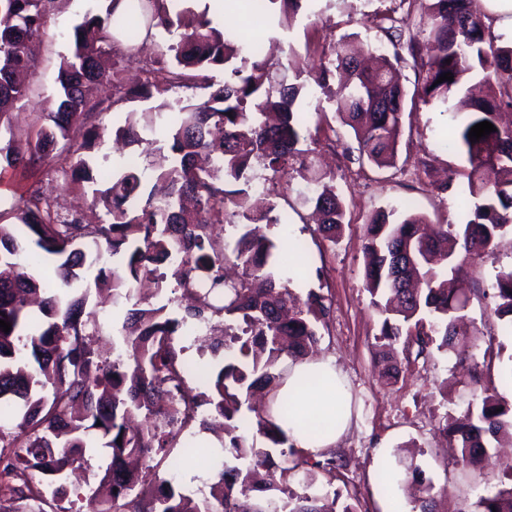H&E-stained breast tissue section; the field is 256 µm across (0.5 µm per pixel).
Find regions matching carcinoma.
<instances>
[{
	"label": "carcinoma",
	"instance_id": "1",
	"mask_svg": "<svg viewBox=\"0 0 512 512\" xmlns=\"http://www.w3.org/2000/svg\"><path fill=\"white\" fill-rule=\"evenodd\" d=\"M53 0H0V180L21 193L0 208V512H72L57 502L75 494L94 510V495H81L65 483L67 470L84 461L88 448L107 449L103 480L109 482L112 512H240V498L254 497L251 512H335L310 492L324 477L336 479V453L314 461L288 438L265 408L249 419L243 412L255 391L273 402L283 367L304 359L328 324L330 307L320 293L301 297L278 271V244L256 233L254 224H277L276 199L294 175L307 183V202L321 214L319 232L333 241L342 229L345 208L334 177L315 167L310 151L297 148L308 114L306 85L273 71L263 52L248 49L212 24L194 0H106L104 11L88 13L72 29V53L61 58L55 107L39 113L27 133V152L19 150L8 116L28 98L22 76L35 68L30 45L46 34ZM294 17L302 0H258ZM380 26L393 51L375 69H366L361 49L347 40L331 46L321 87L338 80L336 112L352 129L360 158L378 168L393 167L402 136V116L418 105L449 106L461 124L449 147L466 155L468 167L453 171L439 190L461 180L464 222L433 224L421 213L377 210L364 228V283L384 315L380 374L397 369L403 351L420 357L430 347L461 348L469 297L448 283L462 272L459 254L495 259V250L512 232V44L492 37L477 0H428L417 19L411 10L382 18ZM416 28L434 45L424 55ZM174 40L158 56L140 61L145 78L125 82L121 42L153 40L158 30ZM418 73L413 90L400 80L407 64ZM224 71V80L210 76ZM451 73L453 80L436 83ZM98 84L113 102H145L125 113L114 130L123 146L148 142L162 132L169 154H160L144 171L110 153L93 159L87 151L105 139L107 128L93 122L86 87ZM178 89L204 95L170 97ZM483 121L496 131L471 142V128ZM61 160L66 187L91 196L106 210L101 224H87L69 210L55 208L35 172ZM238 230L229 246L217 227ZM32 242L55 263L63 289L41 286L34 274L40 254L24 259L23 242ZM112 257V273L100 266ZM144 281L172 297L160 306L141 307L135 299ZM112 298V307L129 304L121 328L112 335V355L91 349L86 328L96 311L85 312L90 288ZM490 297L494 313L512 333V268L495 275ZM224 318V338L208 349L223 360L216 377L208 370L205 402L213 418L224 419V464L205 481L209 494L190 497L175 490L174 475L158 465L143 473L128 459L166 460L194 420L184 378L187 362L174 336L190 323ZM492 360L469 366L481 390L462 421L443 431L459 448L458 463L481 464L488 447L512 439V405L483 384ZM122 443H117V439ZM509 485L479 497L478 512H512ZM303 487L297 493L288 480ZM406 481L420 486L413 512H435L432 485L418 466L406 468Z\"/></svg>",
	"mask_w": 512,
	"mask_h": 512
}]
</instances>
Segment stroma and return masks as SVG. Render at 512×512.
I'll list each match as a JSON object with an SVG mask.
<instances>
[{
  "mask_svg": "<svg viewBox=\"0 0 512 512\" xmlns=\"http://www.w3.org/2000/svg\"><path fill=\"white\" fill-rule=\"evenodd\" d=\"M71 4L72 0H55L38 49L29 97L18 116L17 136H24L34 125L44 96L50 94L60 58L71 49L73 26L81 22L84 13L101 11L103 0H86L80 12L72 10ZM398 4L399 0H304L288 28L238 8L228 12L226 21L257 38L275 37L292 46L288 64L303 68L310 106L323 111L326 118L322 129L301 139L299 147L313 150L323 167L334 172L345 200L343 229L336 241H329L309 221L311 209L304 202V181L294 179L279 200L285 223L266 228L278 242L303 246V265L292 277L293 286L303 295L311 290L319 292L330 305V320L318 352L334 357L351 385V425L337 447L345 465L332 484L333 491L357 512H380L381 487L372 480L378 468L376 448L385 446L396 452L414 445L418 452L413 461L432 481L440 512H474L479 495L501 479L512 457V445L492 452L484 466L465 470L457 465L442 428L447 420L466 413L474 386L463 376L456 354L450 351L403 361L395 377H380L376 360L380 318L364 287L363 230L374 210L411 206L436 224L461 222L457 189L439 193L433 185L448 170L466 164L461 153L448 147V134L456 122L435 104L404 115L398 161L395 167L379 169L360 159L354 138L316 85L321 65L329 56L330 42L355 34L361 41L384 44L376 18ZM422 161L427 162V169H419ZM40 178L45 194L62 207L80 205L90 223L103 219V210L92 206L90 198L66 191L57 164L46 166ZM467 313L478 331L470 355L481 357L492 337L502 346V359L512 358V336L502 331L489 301L472 297ZM204 438V430L199 429L183 440L190 453L182 458L176 485L184 493L195 490V476L215 473L222 459L220 441L208 439V447H199V440Z\"/></svg>",
  "mask_w": 512,
  "mask_h": 512,
  "instance_id": "stroma-1",
  "label": "stroma"
}]
</instances>
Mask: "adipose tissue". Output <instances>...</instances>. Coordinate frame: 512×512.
<instances>
[{
  "instance_id": "adipose-tissue-1",
  "label": "adipose tissue",
  "mask_w": 512,
  "mask_h": 512,
  "mask_svg": "<svg viewBox=\"0 0 512 512\" xmlns=\"http://www.w3.org/2000/svg\"><path fill=\"white\" fill-rule=\"evenodd\" d=\"M277 399L290 411L281 424L290 444L311 456L336 447L349 428L350 393L333 358L289 364Z\"/></svg>"
}]
</instances>
